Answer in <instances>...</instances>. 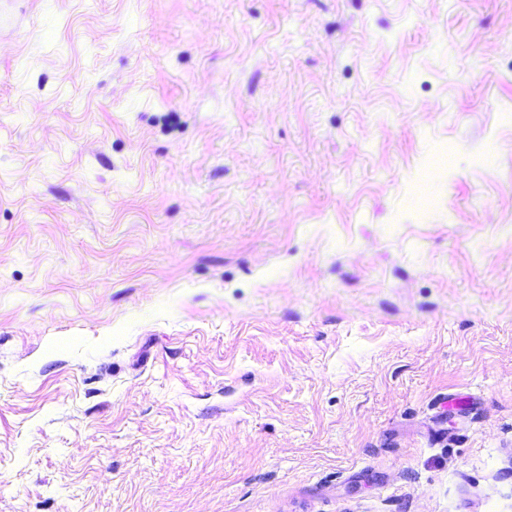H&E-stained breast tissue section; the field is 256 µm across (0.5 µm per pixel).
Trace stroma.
Instances as JSON below:
<instances>
[{"label": "stroma", "instance_id": "obj_1", "mask_svg": "<svg viewBox=\"0 0 512 512\" xmlns=\"http://www.w3.org/2000/svg\"><path fill=\"white\" fill-rule=\"evenodd\" d=\"M0 512H512V0H0Z\"/></svg>", "mask_w": 512, "mask_h": 512}]
</instances>
